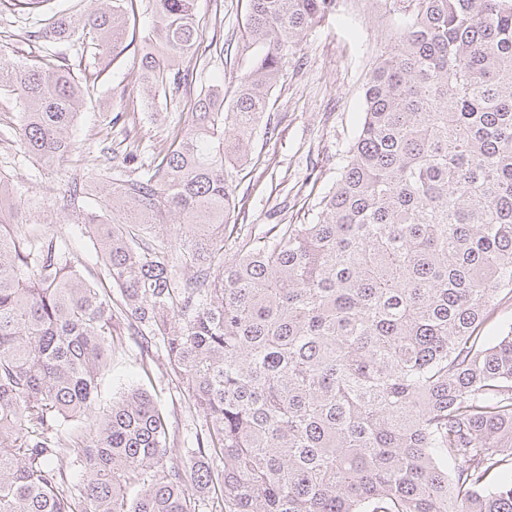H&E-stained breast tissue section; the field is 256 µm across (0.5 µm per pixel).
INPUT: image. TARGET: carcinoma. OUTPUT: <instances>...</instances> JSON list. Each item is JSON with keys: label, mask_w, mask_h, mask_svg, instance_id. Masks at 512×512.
I'll use <instances>...</instances> for the list:
<instances>
[{"label": "carcinoma", "mask_w": 512, "mask_h": 512, "mask_svg": "<svg viewBox=\"0 0 512 512\" xmlns=\"http://www.w3.org/2000/svg\"><path fill=\"white\" fill-rule=\"evenodd\" d=\"M88 15L8 0L29 37L118 57L137 0ZM196 0H148L151 100L188 81ZM342 0H246L252 63L217 83L150 167L102 174L96 237L111 297L0 210V512H512V0H379L391 48L309 224L238 238L235 170L286 56ZM26 153L60 160L85 104L73 69L0 59ZM175 225L178 244L160 237ZM127 325L165 345L206 418L186 466L153 395L90 418ZM85 421L59 435L60 420ZM89 471L64 488L55 462Z\"/></svg>", "instance_id": "1"}]
</instances>
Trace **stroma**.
Listing matches in <instances>:
<instances>
[{"label":"stroma","instance_id":"1","mask_svg":"<svg viewBox=\"0 0 512 512\" xmlns=\"http://www.w3.org/2000/svg\"><path fill=\"white\" fill-rule=\"evenodd\" d=\"M135 15L139 38L118 60L101 55L66 59L94 82L73 130L78 148L67 160L46 162L24 154L15 100L0 93V175L12 185L7 204L18 229L54 239L77 258L84 277L100 287L110 284L107 268L88 225L77 223L75 212L65 205L72 180L81 181L89 194L86 206L94 208L102 193L103 168L124 170L132 155L149 164L160 140L187 128L201 90L218 80L233 89L252 61L243 48L245 0H197L200 46L181 61L189 81L168 109L148 108L133 72L134 51L153 24L146 0H138ZM342 16V21L325 22L313 31L285 61L271 94L276 133L256 136L247 166L235 177L234 229L224 235L225 255H233L236 237L258 238L275 224L312 222L322 194L336 180L338 163L364 109L371 68L389 47L390 24L369 0H347ZM31 26L24 17L0 13V58L26 60L54 52V45L28 39ZM132 386L154 395L174 447H193L205 419L188 409L162 342L153 341L145 350L140 337L127 332L100 378L93 412L106 410Z\"/></svg>","mask_w":512,"mask_h":512}]
</instances>
